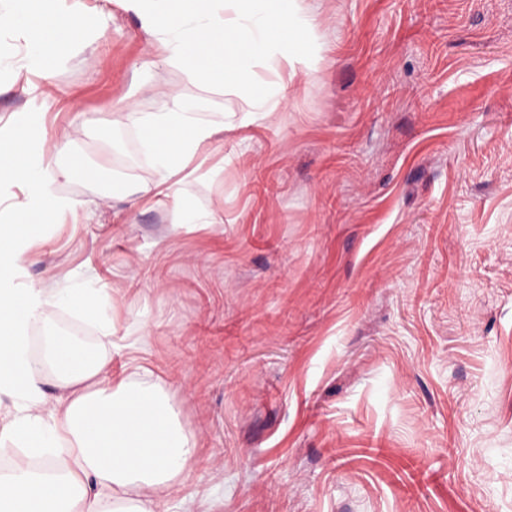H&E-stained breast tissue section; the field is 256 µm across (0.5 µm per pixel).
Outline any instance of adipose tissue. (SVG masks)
I'll return each instance as SVG.
<instances>
[{"label": "adipose tissue", "instance_id": "obj_1", "mask_svg": "<svg viewBox=\"0 0 512 512\" xmlns=\"http://www.w3.org/2000/svg\"><path fill=\"white\" fill-rule=\"evenodd\" d=\"M141 29L162 50L163 63L179 68L189 84L235 95L241 111L269 115L278 108L260 95L253 67L275 59L289 85L318 61L319 45L304 0H123ZM77 5L45 8L44 0H9L0 7V30L20 31L27 50L18 71L52 68L75 42L81 25ZM156 178L152 189L207 149L218 130L179 97L159 112H133ZM40 117L25 114L0 135L10 153L0 156V205L16 212L0 224V393L13 398V413L1 436L21 453L0 474V512H172L175 490L192 476L197 442L181 429L174 405L137 366L111 385L101 376L107 358L68 334L50 338L40 360L28 354L27 330L55 306L94 311L85 291L49 293L14 287L29 261L27 235L72 210L56 195L54 175L36 151L65 155L69 135L33 148L30 130ZM23 196H16V189ZM53 375L61 394L47 401L43 383Z\"/></svg>", "mask_w": 512, "mask_h": 512}]
</instances>
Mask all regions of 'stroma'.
Instances as JSON below:
<instances>
[{
	"label": "stroma",
	"mask_w": 512,
	"mask_h": 512,
	"mask_svg": "<svg viewBox=\"0 0 512 512\" xmlns=\"http://www.w3.org/2000/svg\"><path fill=\"white\" fill-rule=\"evenodd\" d=\"M323 60L244 123L188 84L121 0L29 88L0 69V128L45 113L96 165L16 278L100 291V318L53 309L101 346L108 378L147 366L197 440L179 512H512V0H305ZM183 97L225 124L172 198L128 104ZM181 199L213 224H176ZM112 342H101L104 327Z\"/></svg>",
	"instance_id": "1"
}]
</instances>
